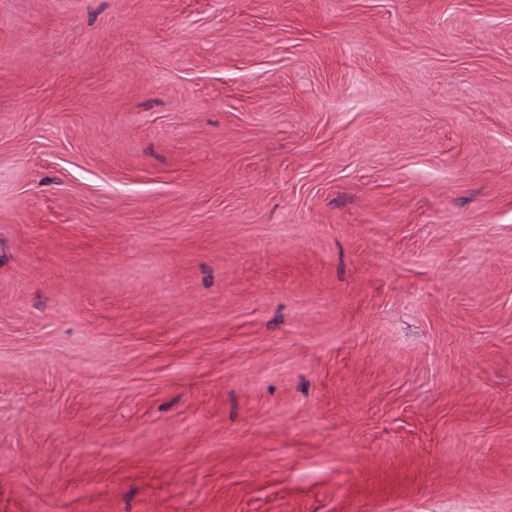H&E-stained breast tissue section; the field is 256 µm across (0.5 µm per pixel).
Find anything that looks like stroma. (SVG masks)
Listing matches in <instances>:
<instances>
[{
  "mask_svg": "<svg viewBox=\"0 0 512 512\" xmlns=\"http://www.w3.org/2000/svg\"><path fill=\"white\" fill-rule=\"evenodd\" d=\"M0 512H512V0H0Z\"/></svg>",
  "mask_w": 512,
  "mask_h": 512,
  "instance_id": "obj_1",
  "label": "stroma"
}]
</instances>
